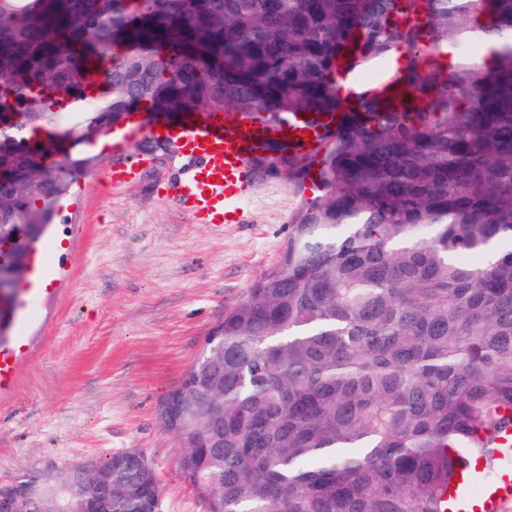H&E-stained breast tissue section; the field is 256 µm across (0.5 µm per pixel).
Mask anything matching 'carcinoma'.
<instances>
[{"label": "carcinoma", "instance_id": "1", "mask_svg": "<svg viewBox=\"0 0 512 512\" xmlns=\"http://www.w3.org/2000/svg\"><path fill=\"white\" fill-rule=\"evenodd\" d=\"M450 38L493 63L439 61ZM142 107L341 113L323 195L167 395L207 512H447L455 459L512 423V250L466 261L512 239V0H0V224L41 241L96 164L72 150ZM110 464L88 487L110 469L112 512H141L154 473Z\"/></svg>", "mask_w": 512, "mask_h": 512}]
</instances>
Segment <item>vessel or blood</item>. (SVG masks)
Here are the masks:
<instances>
[{"label":"vessel or blood","instance_id":"vessel-or-blood-1","mask_svg":"<svg viewBox=\"0 0 512 512\" xmlns=\"http://www.w3.org/2000/svg\"><path fill=\"white\" fill-rule=\"evenodd\" d=\"M335 126L334 116L315 121L301 112L276 123L232 119L214 111H200L176 122L157 118L146 127L133 119L113 144L114 160L106 165V177L115 186L136 182L143 160H129L125 154L139 136L149 135L190 162L166 188L177 208L193 223L224 224L242 216L255 163L270 146L313 158ZM458 475L447 492L452 512H512V450L492 449L478 457L476 467L461 466Z\"/></svg>","mask_w":512,"mask_h":512}]
</instances>
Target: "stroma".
<instances>
[{"mask_svg":"<svg viewBox=\"0 0 512 512\" xmlns=\"http://www.w3.org/2000/svg\"><path fill=\"white\" fill-rule=\"evenodd\" d=\"M146 146L131 150L152 158L134 184H110L99 166L70 186L43 242L50 284L21 292L9 331L18 370L0 392V487L42 485L134 449L162 488V512H206L176 465L161 405L225 309L278 262L292 218L318 191L265 157L240 223L195 224L162 195L179 163Z\"/></svg>","mask_w":512,"mask_h":512,"instance_id":"1","label":"stroma"}]
</instances>
